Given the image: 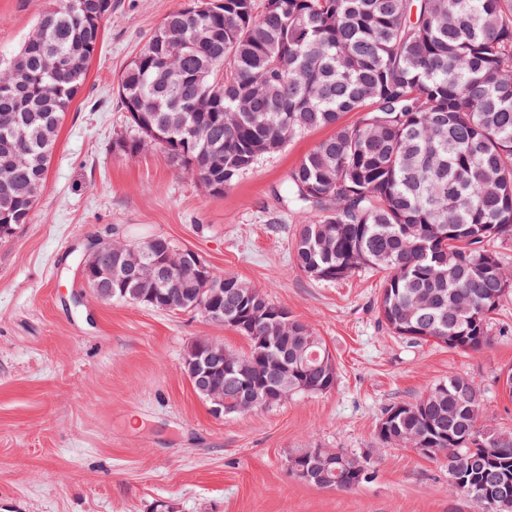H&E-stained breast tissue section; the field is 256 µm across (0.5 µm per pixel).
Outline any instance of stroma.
I'll return each instance as SVG.
<instances>
[{
    "mask_svg": "<svg viewBox=\"0 0 512 512\" xmlns=\"http://www.w3.org/2000/svg\"><path fill=\"white\" fill-rule=\"evenodd\" d=\"M64 0H0V65ZM183 0H112L102 49L59 129L27 224L0 240V512H475L448 490L445 460L377 438L388 406L464 374L484 393L482 423L512 432V294L477 352L409 346L381 326L382 275L316 282L294 264L309 220L281 196L298 161L331 128L263 158L224 194L152 149L112 143L128 129L122 71ZM168 238L213 272L262 291L326 343L336 384L267 409L214 417L184 371L199 336L244 352L245 337L190 312L100 300L72 263L89 240ZM335 448L365 458L369 480L345 492L295 478L289 457Z\"/></svg>",
    "mask_w": 512,
    "mask_h": 512,
    "instance_id": "stroma-1",
    "label": "stroma"
}]
</instances>
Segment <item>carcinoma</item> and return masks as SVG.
<instances>
[{
	"label": "carcinoma",
	"instance_id": "carcinoma-1",
	"mask_svg": "<svg viewBox=\"0 0 512 512\" xmlns=\"http://www.w3.org/2000/svg\"><path fill=\"white\" fill-rule=\"evenodd\" d=\"M196 0L200 11L168 14L121 73L117 96L130 134L118 153L163 149L170 165L204 187L234 186L265 156L322 127L335 132L290 171L284 197L315 216L294 240L296 267L321 282L371 268L384 273L378 318L411 344L479 351L490 343V314L512 277L494 244L512 241V0ZM112 14V0H65L38 22L0 70V211L11 236L27 223L32 186L45 182L59 126L82 89ZM69 67L56 71L51 58ZM152 105L143 119L135 101ZM349 112L360 120L345 124ZM26 133L13 152L11 130ZM142 243L115 241L112 299L139 303L129 267ZM202 282L159 292L187 303ZM224 325L249 341L224 350V364L253 362L249 374L224 370L227 414L276 405L264 394L326 393L327 347L287 308L234 276L224 277ZM261 336H274L288 374ZM484 395L463 374L414 403L394 404L377 431L387 445L418 438L429 458L448 463V487L476 512H512V432L481 424ZM310 484L351 491L366 462L338 453L322 473L305 452Z\"/></svg>",
	"mask_w": 512,
	"mask_h": 512
}]
</instances>
